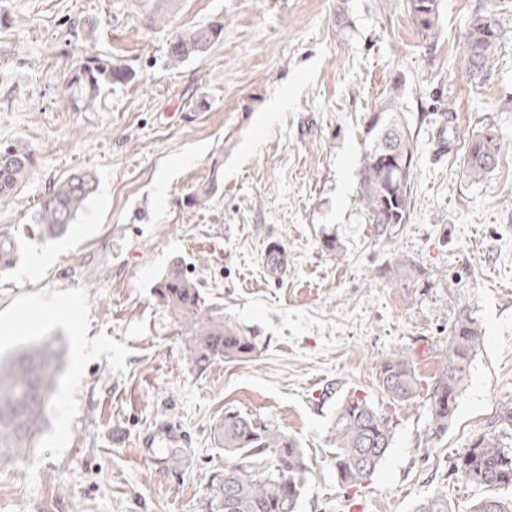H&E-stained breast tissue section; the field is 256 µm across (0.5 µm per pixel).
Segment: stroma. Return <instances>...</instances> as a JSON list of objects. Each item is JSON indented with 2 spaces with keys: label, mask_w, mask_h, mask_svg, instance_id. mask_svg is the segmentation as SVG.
Returning <instances> with one entry per match:
<instances>
[{
  "label": "stroma",
  "mask_w": 512,
  "mask_h": 512,
  "mask_svg": "<svg viewBox=\"0 0 512 512\" xmlns=\"http://www.w3.org/2000/svg\"><path fill=\"white\" fill-rule=\"evenodd\" d=\"M486 2L441 0L430 42L402 0H0V143L37 158L0 209L18 246L0 272V357L49 336L64 349L35 448L0 462V512H203L210 476L234 461L217 439L228 411L305 449L298 512H415L435 494L470 512L485 491L452 462L512 402V0H497L493 73L471 83L460 53ZM218 18L223 41L171 66L170 40ZM103 55L134 79L75 110L64 76ZM397 78L418 160L410 219L385 236L365 219L357 172L365 118ZM446 111L458 138L444 151ZM490 125L510 147L474 183L464 145ZM76 169L97 190L45 240L38 204ZM198 189L207 202L187 205ZM276 239L288 252L279 274L264 255ZM46 248L54 262L29 274ZM397 255L423 270L419 286L380 277ZM176 260L216 313L256 331V357L193 369L185 326L154 295ZM64 299L76 312L56 316ZM36 304L38 326L21 317ZM462 311L482 341L447 432L428 439L429 405L416 400L371 481L343 487L330 443L340 400L388 409L379 365L402 349L433 382Z\"/></svg>",
  "instance_id": "stroma-1"
}]
</instances>
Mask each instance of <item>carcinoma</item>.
<instances>
[{"mask_svg":"<svg viewBox=\"0 0 512 512\" xmlns=\"http://www.w3.org/2000/svg\"><path fill=\"white\" fill-rule=\"evenodd\" d=\"M404 8L425 37H434L440 20V0H404ZM224 36V22L177 34L169 45L170 63L179 66L204 56ZM502 28L497 12L486 7L477 11L463 36L464 65L470 81L482 82L495 69L501 47ZM134 78L126 64L107 56L79 61L63 81L64 92L77 109L95 106L105 85L125 84ZM402 83L393 81L386 99L366 118V147L358 172L359 200L368 221L385 235L406 224L412 206L411 178L417 145L398 100ZM504 143L490 126L472 135L463 156L467 178L483 181L496 168ZM35 156L23 144L0 145V208L9 204L27 182ZM96 189L87 171L64 175L53 181L35 215L41 235L53 238L68 231ZM17 245L0 234V271L10 268ZM422 271L404 257L392 259L382 276L400 288L417 285ZM155 297L186 325L189 359L203 368L221 359H250L259 352L257 337L236 323L214 315L205 305L196 283L180 261L172 262L155 285ZM482 329L476 318L464 311L452 322L448 348L441 369L430 387L428 437L435 439L448 430L459 394L480 347ZM60 348L54 339L30 343L10 366L0 364V460L15 459L35 447L47 420V409L60 370ZM380 382L394 408L411 406L423 391L414 359L394 351L380 364ZM396 421L376 409L366 398L351 395L337 408L332 427L336 477L347 487H361L386 458L392 447ZM224 452L236 462L211 476L207 486L206 512H298L308 465L293 437L249 417L225 412L218 430ZM453 471L488 495L478 499L472 512H512V448L495 434L475 436L468 448L454 459ZM415 512H451L448 497L432 496L419 503Z\"/></svg>","mask_w":512,"mask_h":512,"instance_id":"obj_1","label":"carcinoma"}]
</instances>
